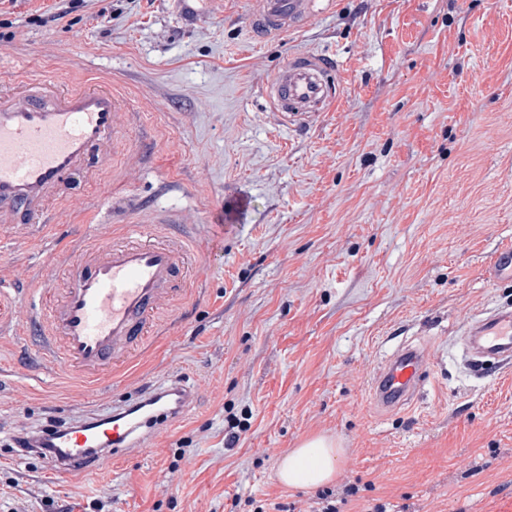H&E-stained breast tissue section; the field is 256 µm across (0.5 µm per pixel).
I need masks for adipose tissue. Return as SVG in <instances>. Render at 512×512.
<instances>
[{"instance_id":"adipose-tissue-1","label":"adipose tissue","mask_w":512,"mask_h":512,"mask_svg":"<svg viewBox=\"0 0 512 512\" xmlns=\"http://www.w3.org/2000/svg\"><path fill=\"white\" fill-rule=\"evenodd\" d=\"M340 455V448L331 438L307 439L280 459L277 477L280 483L291 488L309 489L323 485L335 477Z\"/></svg>"}]
</instances>
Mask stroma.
I'll use <instances>...</instances> for the list:
<instances>
[{
    "mask_svg": "<svg viewBox=\"0 0 512 512\" xmlns=\"http://www.w3.org/2000/svg\"><path fill=\"white\" fill-rule=\"evenodd\" d=\"M249 7L82 0L43 23L27 0L0 6L1 83L114 84L145 122L129 181L72 177L45 235L0 225V512L105 496L112 512H317L276 470L320 434L343 449L337 512H512V363L475 369L460 342L512 308V281L485 274L512 244V0H316L262 44ZM306 50L339 59L340 102L289 128L261 88ZM143 198L202 240L190 294L154 321L137 373L100 391L27 377L13 277L49 246L111 239ZM402 345L424 351L425 385L389 413L371 379ZM175 376L191 407L107 467L62 475L12 449L18 430Z\"/></svg>",
    "mask_w": 512,
    "mask_h": 512,
    "instance_id": "1",
    "label": "stroma"
}]
</instances>
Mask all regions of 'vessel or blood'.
Wrapping results in <instances>:
<instances>
[{
	"mask_svg": "<svg viewBox=\"0 0 512 512\" xmlns=\"http://www.w3.org/2000/svg\"><path fill=\"white\" fill-rule=\"evenodd\" d=\"M314 0H254L247 19L253 40L281 35L310 18ZM338 63L322 53H298L276 73L263 94L284 124L303 125L336 98L330 78ZM129 99L109 86L61 85L21 81L0 93V224L53 223L52 208L61 203V186L73 174L111 169L120 179V156L139 152L128 134L137 113ZM176 217L154 214L151 223L125 224L120 242H75L49 250L26 284L30 302L27 331L38 338L41 362L60 377L93 384L116 359L132 367L146 345L151 317L183 292L182 268L195 247L185 234H173ZM493 276L512 279V246L492 255ZM62 283L59 300L41 304V289ZM468 335L476 355L512 361V310L472 321ZM426 356L417 349L395 352L373 378L372 392L381 408L407 405L423 382ZM154 398L167 419L186 410L189 390L173 384ZM151 416L120 407L109 414L79 416L55 439L59 469L107 462L118 452L139 447L140 430Z\"/></svg>",
	"mask_w": 512,
	"mask_h": 512,
	"instance_id": "vessel-or-blood-1",
	"label": "vessel or blood"
}]
</instances>
